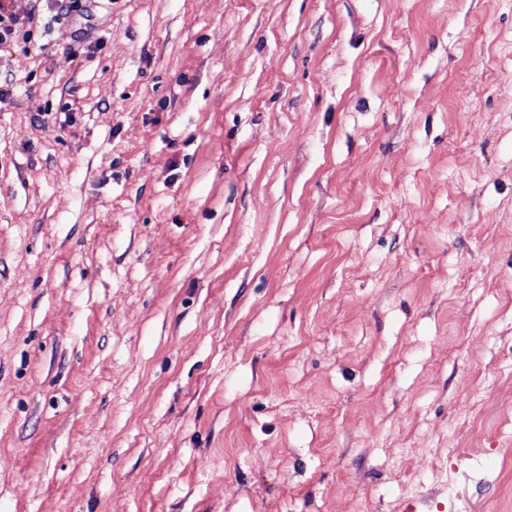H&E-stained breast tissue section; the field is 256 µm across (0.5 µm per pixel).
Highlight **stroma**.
Returning a JSON list of instances; mask_svg holds the SVG:
<instances>
[{"label":"stroma","instance_id":"obj_1","mask_svg":"<svg viewBox=\"0 0 512 512\" xmlns=\"http://www.w3.org/2000/svg\"><path fill=\"white\" fill-rule=\"evenodd\" d=\"M0 76V512H512V0H90Z\"/></svg>","mask_w":512,"mask_h":512}]
</instances>
